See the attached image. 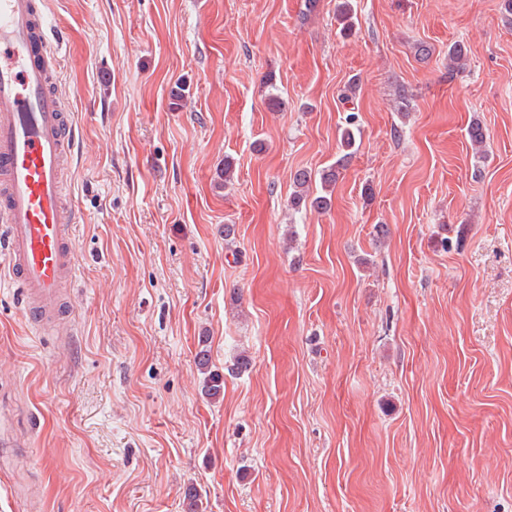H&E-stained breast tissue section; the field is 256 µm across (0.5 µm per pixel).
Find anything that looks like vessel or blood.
Returning <instances> with one entry per match:
<instances>
[{"instance_id":"obj_1","label":"vessel or blood","mask_w":512,"mask_h":512,"mask_svg":"<svg viewBox=\"0 0 512 512\" xmlns=\"http://www.w3.org/2000/svg\"><path fill=\"white\" fill-rule=\"evenodd\" d=\"M60 47L38 0H0V274L25 299L31 326L51 322L62 335L71 322L62 291L79 270L65 186L74 130L50 79Z\"/></svg>"}]
</instances>
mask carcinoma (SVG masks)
I'll use <instances>...</instances> for the list:
<instances>
[{
    "instance_id": "cac0c4a2",
    "label": "carcinoma",
    "mask_w": 512,
    "mask_h": 512,
    "mask_svg": "<svg viewBox=\"0 0 512 512\" xmlns=\"http://www.w3.org/2000/svg\"><path fill=\"white\" fill-rule=\"evenodd\" d=\"M337 19L341 24V31L345 35L352 34L356 28L357 13L352 0H340L336 6ZM354 121L346 122L341 128L340 142L341 153L336 161L319 172L321 193L313 195L310 193L312 183L311 172L300 169L293 176L294 191L289 199V206L298 210L303 206H309L315 210H326L331 206V194L336 185L342 170H344L352 156L357 150L356 133ZM467 137L475 150V155L483 157V146L486 141V134L480 123L475 122L468 126ZM197 364L203 375L202 392L210 398L217 399L224 394V376L218 371L211 369L209 357L206 351L201 350L197 355Z\"/></svg>"
}]
</instances>
